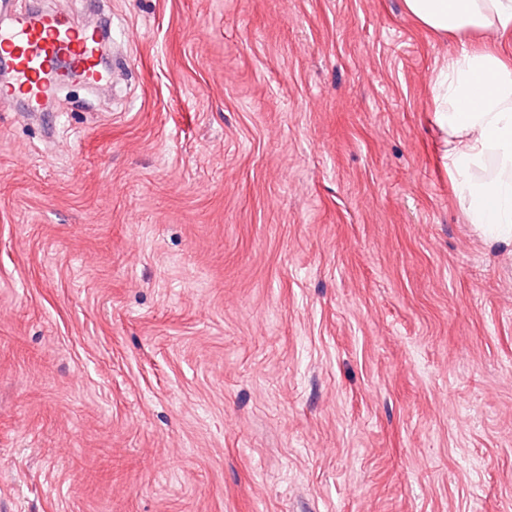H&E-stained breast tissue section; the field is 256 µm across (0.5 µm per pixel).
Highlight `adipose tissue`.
<instances>
[{
  "label": "adipose tissue",
  "mask_w": 512,
  "mask_h": 512,
  "mask_svg": "<svg viewBox=\"0 0 512 512\" xmlns=\"http://www.w3.org/2000/svg\"><path fill=\"white\" fill-rule=\"evenodd\" d=\"M425 30L460 41L432 86L442 162L470 223L512 244V0H404Z\"/></svg>",
  "instance_id": "ef3b65f1"
}]
</instances>
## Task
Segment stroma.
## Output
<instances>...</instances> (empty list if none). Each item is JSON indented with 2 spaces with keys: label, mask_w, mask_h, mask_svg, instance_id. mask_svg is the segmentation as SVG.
Segmentation results:
<instances>
[{
  "label": "stroma",
  "mask_w": 512,
  "mask_h": 512,
  "mask_svg": "<svg viewBox=\"0 0 512 512\" xmlns=\"http://www.w3.org/2000/svg\"><path fill=\"white\" fill-rule=\"evenodd\" d=\"M127 73L0 112V512H512V246L403 0H38Z\"/></svg>",
  "instance_id": "stroma-1"
}]
</instances>
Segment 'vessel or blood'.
<instances>
[{"label":"vessel or blood","mask_w":512,"mask_h":512,"mask_svg":"<svg viewBox=\"0 0 512 512\" xmlns=\"http://www.w3.org/2000/svg\"><path fill=\"white\" fill-rule=\"evenodd\" d=\"M0 64L13 75L11 85L0 89V112L13 111L20 97L40 106L72 73L90 86L106 78L94 34L50 10L17 15L14 29L0 35Z\"/></svg>","instance_id":"b4317fda"}]
</instances>
